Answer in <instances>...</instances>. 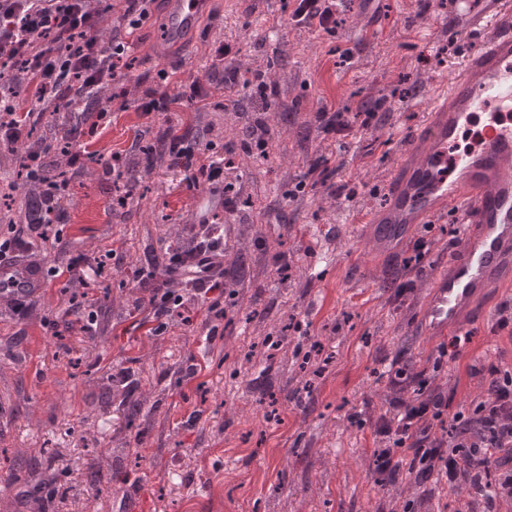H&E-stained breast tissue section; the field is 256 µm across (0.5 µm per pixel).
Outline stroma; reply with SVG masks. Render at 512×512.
<instances>
[{
  "instance_id": "35a3bbf8",
  "label": "stroma",
  "mask_w": 512,
  "mask_h": 512,
  "mask_svg": "<svg viewBox=\"0 0 512 512\" xmlns=\"http://www.w3.org/2000/svg\"><path fill=\"white\" fill-rule=\"evenodd\" d=\"M288 2L210 0L195 34L166 47V0H156L106 118L95 125L48 111L34 124L47 163L62 161L58 144L73 127L72 150L91 156L70 169L57 238L25 233L15 256L39 266L40 287L20 301L0 298V512H458L469 500L466 487L405 472L382 485L373 471L381 445L373 423L388 407L382 373L397 357L413 372L437 357L443 340L422 335L418 317L431 274L462 237L434 225L436 244L418 259L408 244L395 253L372 246L364 220L386 203L397 154L497 0L468 10L339 0L343 23L332 34L294 25ZM221 43L235 54L236 82L211 71ZM259 79L275 85L269 100L255 93ZM196 82L205 105L141 112L147 93L174 97ZM365 99L385 103L375 126L335 136L316 119L326 106L356 112ZM171 128L194 150L233 147L225 176L234 210H204L207 184L189 187L187 172L165 164L145 173L144 190L113 204V153L125 165L141 162L143 147ZM250 131L268 142V156L244 152ZM25 149L0 145V198L12 199L0 217L26 211L28 181L11 162ZM323 154L338 168L333 183L354 193L321 187L290 197ZM204 219L226 227L233 295L224 319L214 322L193 297L188 321L148 335L140 306L151 289L168 287L169 251ZM279 253L291 280L276 272ZM70 264L74 276L51 275ZM148 267L155 277L140 284L136 272ZM491 295L435 380L455 411L481 392L471 366L512 363V331L498 326L512 287ZM87 304L98 311L92 333L49 327ZM315 342L322 353L311 362L323 372L309 388L298 353ZM120 369L128 384L113 380Z\"/></svg>"
}]
</instances>
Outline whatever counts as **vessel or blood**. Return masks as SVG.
I'll use <instances>...</instances> for the list:
<instances>
[{
    "instance_id": "obj_1",
    "label": "vessel or blood",
    "mask_w": 512,
    "mask_h": 512,
    "mask_svg": "<svg viewBox=\"0 0 512 512\" xmlns=\"http://www.w3.org/2000/svg\"><path fill=\"white\" fill-rule=\"evenodd\" d=\"M167 4L170 35L191 34L204 0ZM479 115L481 146L459 149ZM387 198L368 219L378 247L400 246L421 225L448 218L467 225L457 256L434 272L419 316L425 335L463 332L490 288L512 281V7L487 25L461 71L441 82L397 161ZM36 279L26 265L0 264L2 295H24Z\"/></svg>"
}]
</instances>
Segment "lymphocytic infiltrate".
<instances>
[{"mask_svg": "<svg viewBox=\"0 0 512 512\" xmlns=\"http://www.w3.org/2000/svg\"><path fill=\"white\" fill-rule=\"evenodd\" d=\"M99 0H0V72L22 66L30 110L22 111L11 96L0 93V143L12 146L30 134L33 119L47 103L65 99L72 111L107 109L96 106L101 85L126 69L135 47L130 37L104 48L98 34ZM291 19L297 25L328 33L341 25L336 0H293ZM169 149L177 166L190 175V186L208 183L212 195L233 209L232 183L224 179L225 163L184 147L171 135ZM193 247L172 258L170 274L186 279L197 298L208 301L216 319L224 309L215 292L224 269V236L215 225L201 223L193 231ZM150 331L163 333L173 317L185 311L178 288L153 289L146 305ZM484 388L467 410L450 412L446 396L432 387L425 372L408 373L399 360L385 372L393 397L375 425L384 446L376 451L380 481L401 469L432 479L448 489L473 491L466 512H497L512 504V365L500 362L477 368Z\"/></svg>", "mask_w": 512, "mask_h": 512, "instance_id": "f902f5d3", "label": "lymphocytic infiltrate"}]
</instances>
